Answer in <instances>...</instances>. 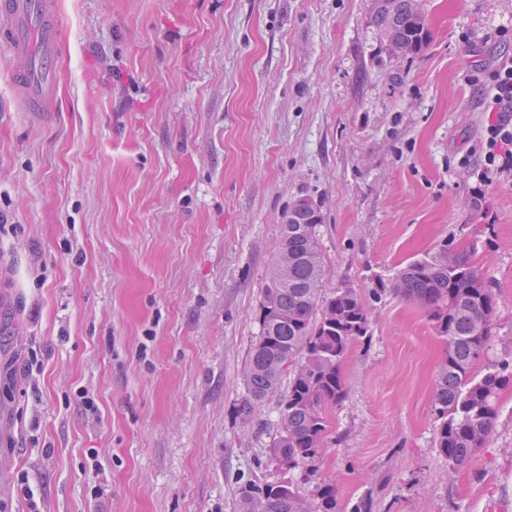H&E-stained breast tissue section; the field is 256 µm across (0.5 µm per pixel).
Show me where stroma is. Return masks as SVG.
Wrapping results in <instances>:
<instances>
[{
    "label": "stroma",
    "instance_id": "obj_1",
    "mask_svg": "<svg viewBox=\"0 0 512 512\" xmlns=\"http://www.w3.org/2000/svg\"><path fill=\"white\" fill-rule=\"evenodd\" d=\"M52 111L0 49V502L26 512H237L249 480L336 487L337 512H512V384L495 436L449 472L434 449L443 344L387 291L441 243L493 280L487 358L512 363V176L463 166L498 113L473 75L512 59V0H425L392 55L373 0H56ZM323 217L329 287L369 302L312 476L271 445L278 396L237 407L281 222ZM36 348L42 371L27 380ZM98 411L85 412L78 390ZM103 464L96 485L84 467Z\"/></svg>",
    "mask_w": 512,
    "mask_h": 512
}]
</instances>
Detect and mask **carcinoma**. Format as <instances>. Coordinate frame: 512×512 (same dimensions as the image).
Returning <instances> with one entry per match:
<instances>
[{
  "label": "carcinoma",
  "instance_id": "1",
  "mask_svg": "<svg viewBox=\"0 0 512 512\" xmlns=\"http://www.w3.org/2000/svg\"><path fill=\"white\" fill-rule=\"evenodd\" d=\"M374 22L397 54L416 50L428 33L422 0H374ZM322 216L307 198L283 216L274 263L260 304L261 336L242 370L247 395L238 414L249 424L283 375L280 431L273 455L288 470L307 468L325 450V410L341 403L347 388L341 366L349 348L368 337L371 310L352 288L327 287L320 244ZM391 290L417 302L443 341L434 379V448L457 470L467 467L495 430L497 397L509 376L472 373L488 354L497 294L490 277L467 250L444 244L401 268ZM238 512H336V489L319 487L313 498L293 481H250L241 486Z\"/></svg>",
  "mask_w": 512,
  "mask_h": 512
}]
</instances>
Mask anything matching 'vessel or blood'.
<instances>
[{
	"mask_svg": "<svg viewBox=\"0 0 512 512\" xmlns=\"http://www.w3.org/2000/svg\"><path fill=\"white\" fill-rule=\"evenodd\" d=\"M55 0H0V47L12 55L13 83L29 108H50L58 51Z\"/></svg>",
	"mask_w": 512,
	"mask_h": 512,
	"instance_id": "b4317fda",
	"label": "vessel or blood"
}]
</instances>
